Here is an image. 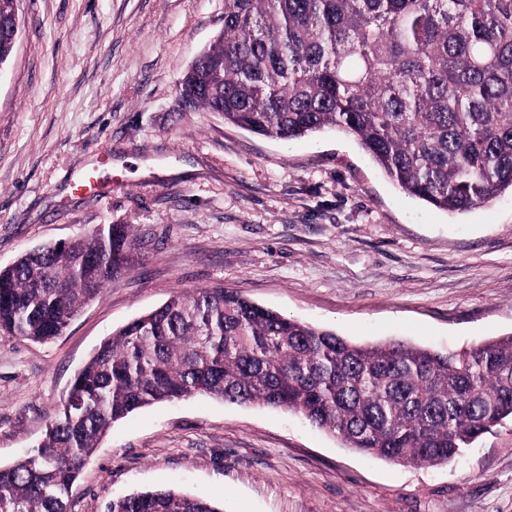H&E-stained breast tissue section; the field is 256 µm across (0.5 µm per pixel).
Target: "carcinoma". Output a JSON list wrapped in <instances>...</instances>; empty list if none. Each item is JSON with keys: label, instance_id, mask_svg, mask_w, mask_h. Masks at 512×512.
I'll return each mask as SVG.
<instances>
[{"label": "carcinoma", "instance_id": "cac0c4a2", "mask_svg": "<svg viewBox=\"0 0 512 512\" xmlns=\"http://www.w3.org/2000/svg\"><path fill=\"white\" fill-rule=\"evenodd\" d=\"M0 3V59L12 47ZM252 133L335 129L404 193L463 213L512 191V0H224V29L177 92ZM132 225L26 252L0 269V334L45 342L132 262ZM203 395L303 416L347 448L413 465L452 461L512 419V334L460 351L358 344L221 287L177 292L105 339L45 438L0 467V512H68L112 424ZM107 512H224L177 489Z\"/></svg>", "mask_w": 512, "mask_h": 512}]
</instances>
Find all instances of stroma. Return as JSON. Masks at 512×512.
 <instances>
[{
	"instance_id": "1",
	"label": "stroma",
	"mask_w": 512,
	"mask_h": 512,
	"mask_svg": "<svg viewBox=\"0 0 512 512\" xmlns=\"http://www.w3.org/2000/svg\"><path fill=\"white\" fill-rule=\"evenodd\" d=\"M18 12L0 66V267L103 224L131 225L136 250L57 338L0 334V466L39 442L104 339L178 291L221 286L357 343L459 350L512 334V193L452 215L344 135L283 141L176 111L224 0H19ZM92 165L106 189L72 191ZM162 488L225 512H512V422L451 463L414 466L292 412L185 398L114 423L69 512Z\"/></svg>"
}]
</instances>
